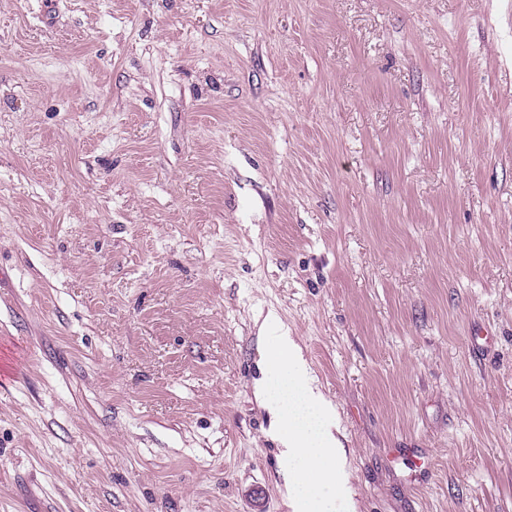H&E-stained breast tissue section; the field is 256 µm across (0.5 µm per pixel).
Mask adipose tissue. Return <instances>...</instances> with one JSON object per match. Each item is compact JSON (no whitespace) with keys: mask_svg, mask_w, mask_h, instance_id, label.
<instances>
[{"mask_svg":"<svg viewBox=\"0 0 512 512\" xmlns=\"http://www.w3.org/2000/svg\"><path fill=\"white\" fill-rule=\"evenodd\" d=\"M265 374L259 384L266 396L276 431L282 432L283 460L288 463V483L300 512H328V505L312 490L314 479L329 483L337 496L350 489L331 432L329 407L315 393L299 346L281 335L266 353Z\"/></svg>","mask_w":512,"mask_h":512,"instance_id":"obj_1","label":"adipose tissue"}]
</instances>
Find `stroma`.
I'll return each instance as SVG.
<instances>
[{
    "mask_svg": "<svg viewBox=\"0 0 512 512\" xmlns=\"http://www.w3.org/2000/svg\"><path fill=\"white\" fill-rule=\"evenodd\" d=\"M485 0H0V512H512V34ZM496 337L474 351L475 331ZM264 363L266 371L259 392L267 398L275 430L285 435L281 456L288 461L289 492L300 512H328L327 503L312 490L313 475L328 482L338 497L351 493L331 432L329 406L311 387L301 349L288 334L276 336ZM273 381L280 384V389L271 394ZM300 457L306 460L304 468L297 465Z\"/></svg>",
    "mask_w": 512,
    "mask_h": 512,
    "instance_id": "1",
    "label": "stroma"
}]
</instances>
